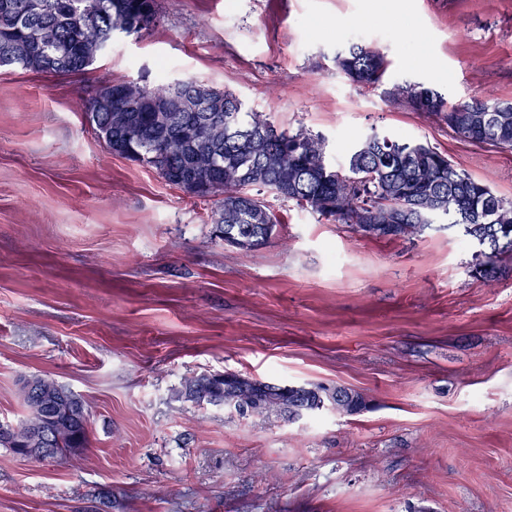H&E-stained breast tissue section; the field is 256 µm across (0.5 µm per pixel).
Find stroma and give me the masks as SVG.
I'll return each mask as SVG.
<instances>
[{
  "label": "stroma",
  "mask_w": 512,
  "mask_h": 512,
  "mask_svg": "<svg viewBox=\"0 0 512 512\" xmlns=\"http://www.w3.org/2000/svg\"><path fill=\"white\" fill-rule=\"evenodd\" d=\"M142 38L87 71H0V424L47 374L88 406L82 453L0 447V512H512V255L494 282L462 230L404 240L260 190L281 218L225 245L196 198L112 154L84 114L106 80L193 79L278 129L323 134L332 164L372 130L429 143L512 199V152L453 137L386 88L512 102V0H157ZM386 53L378 87L337 49ZM235 372L369 403L294 421L177 398Z\"/></svg>",
  "instance_id": "1"
}]
</instances>
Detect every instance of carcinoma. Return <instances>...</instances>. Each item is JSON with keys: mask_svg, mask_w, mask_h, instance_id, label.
<instances>
[{"mask_svg": "<svg viewBox=\"0 0 512 512\" xmlns=\"http://www.w3.org/2000/svg\"><path fill=\"white\" fill-rule=\"evenodd\" d=\"M157 20L155 0H0V69L66 76L85 71L117 35L141 37ZM336 71L374 87L390 62L381 48L353 43L336 53ZM392 96L413 112L441 117L459 140L512 149V102L473 98L448 103L420 83L394 86ZM88 122L110 152L155 171L194 197L222 195L213 223L224 243L261 246L279 217L255 188L309 208L365 236L390 240L444 229L486 246L481 278H497L501 255L512 254V200L459 169L421 141L377 130L361 139L341 167L324 164L326 139L299 128L279 130L263 114L248 111L229 90L196 80L149 87L134 81H105L84 104ZM22 390L28 416L18 426L0 424V446L23 455L25 448H51V456L88 445L87 404L49 376H34ZM248 392L245 415L275 412L293 418L322 401L328 387L278 385L227 373V378H187L177 398L222 406ZM336 404L351 413L364 397L338 386Z\"/></svg>", "mask_w": 512, "mask_h": 512, "instance_id": "obj_1", "label": "carcinoma"}]
</instances>
